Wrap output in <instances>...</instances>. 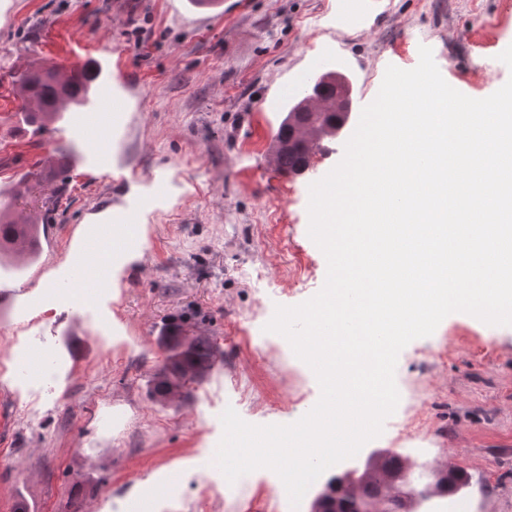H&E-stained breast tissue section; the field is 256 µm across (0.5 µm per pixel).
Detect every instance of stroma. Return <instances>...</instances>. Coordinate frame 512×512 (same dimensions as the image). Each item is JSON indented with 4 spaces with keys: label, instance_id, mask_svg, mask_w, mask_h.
Segmentation results:
<instances>
[{
    "label": "stroma",
    "instance_id": "obj_1",
    "mask_svg": "<svg viewBox=\"0 0 512 512\" xmlns=\"http://www.w3.org/2000/svg\"><path fill=\"white\" fill-rule=\"evenodd\" d=\"M341 0H0V123L23 116L12 84L17 61L83 68L110 45L116 80L129 81L115 113L112 161L84 163L70 117L43 137L0 142V187L41 172L55 211L44 255L18 272L22 294L0 302V512H196L201 490L223 486L211 512H309L271 470L227 484L210 466L235 408L253 425L291 424L320 397L312 369L281 335L265 332L275 305L294 306L323 286L327 262L308 235L309 186L342 158L347 135L286 176L269 148L288 102L311 73L349 72L355 110L376 97L387 66L409 70L420 46L446 82L488 97L512 70V0H371L362 21ZM149 39L138 57L133 29ZM68 155L67 170L49 157ZM140 225L141 258L85 309L46 296L89 221ZM258 266L268 285L246 281ZM206 336L218 356L184 398L151 394L161 336L173 325ZM46 361L22 374L19 352ZM395 381L406 418L425 440L412 456L444 455L468 470L466 496L446 512H512V326L453 313L399 354ZM157 493L143 506L138 492Z\"/></svg>",
    "mask_w": 512,
    "mask_h": 512
}]
</instances>
